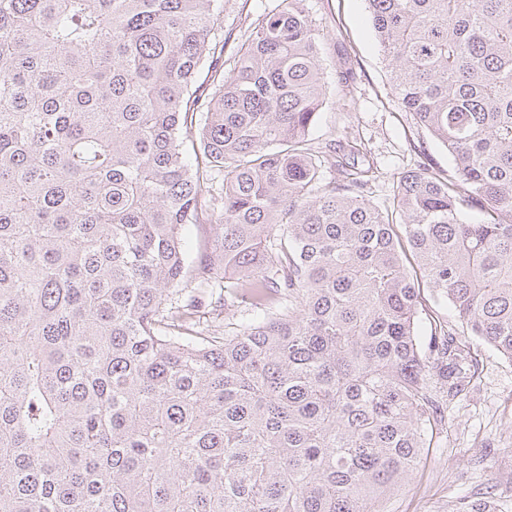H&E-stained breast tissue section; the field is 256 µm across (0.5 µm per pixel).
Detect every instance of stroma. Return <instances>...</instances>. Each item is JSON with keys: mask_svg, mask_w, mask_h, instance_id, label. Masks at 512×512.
Masks as SVG:
<instances>
[{"mask_svg": "<svg viewBox=\"0 0 512 512\" xmlns=\"http://www.w3.org/2000/svg\"><path fill=\"white\" fill-rule=\"evenodd\" d=\"M280 0H224L220 18L233 37L244 38ZM320 34V56L329 99L310 129L313 146L326 148L352 133L374 169L369 197L390 202L402 173L428 161L439 176L453 175L447 150L395 101L375 39L366 0H307ZM351 66L353 80L337 88L336 73ZM223 280L202 293V328L223 330L226 322L255 319L245 308L218 307ZM477 360L471 389L448 403V422L424 449L408 487L395 494L385 512H467L468 504L491 502L492 512H512V360L474 342Z\"/></svg>", "mask_w": 512, "mask_h": 512, "instance_id": "1", "label": "stroma"}]
</instances>
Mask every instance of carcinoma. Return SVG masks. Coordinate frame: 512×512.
Wrapping results in <instances>:
<instances>
[{
	"label": "carcinoma",
	"mask_w": 512,
	"mask_h": 512,
	"mask_svg": "<svg viewBox=\"0 0 512 512\" xmlns=\"http://www.w3.org/2000/svg\"><path fill=\"white\" fill-rule=\"evenodd\" d=\"M366 2L455 169L384 208L309 142L306 0L233 47L224 0H0V512H384L472 339L512 360V0ZM220 274L263 319L207 336L177 298ZM215 224H187L183 230L185 252L189 259L199 257L205 250L211 251L215 238Z\"/></svg>",
	"instance_id": "1"
}]
</instances>
